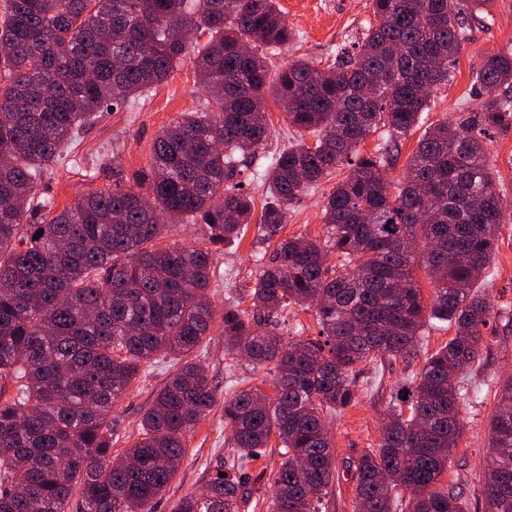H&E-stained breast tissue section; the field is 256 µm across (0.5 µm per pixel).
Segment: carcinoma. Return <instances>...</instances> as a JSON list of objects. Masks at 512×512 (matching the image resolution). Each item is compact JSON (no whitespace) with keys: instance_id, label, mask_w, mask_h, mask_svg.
I'll return each mask as SVG.
<instances>
[{"instance_id":"carcinoma-1","label":"carcinoma","mask_w":512,"mask_h":512,"mask_svg":"<svg viewBox=\"0 0 512 512\" xmlns=\"http://www.w3.org/2000/svg\"><path fill=\"white\" fill-rule=\"evenodd\" d=\"M375 22L333 63L269 55L296 39L278 0H6L0 25V512H154L179 471L186 436L217 402L198 352L210 335L213 249L251 223L253 197L234 182L260 161L259 221L273 238L288 207L335 169L325 238L282 240L256 261L251 307H224V353L273 373L224 397L236 455L175 512H240L249 471L271 438L282 461L267 512H319L335 458L330 415L356 402V366L406 359L433 322L455 329L401 383L377 448L356 461L355 512H466L441 485L463 434L461 405L480 398L451 379L480 360L504 205L485 141L512 129V51L486 58L477 103L429 126L394 181L400 144L448 84L469 20L492 0H369ZM252 50L245 51L246 44ZM213 110L163 128L134 186L81 196L49 216L44 172L108 107L165 82L188 53ZM301 131L265 154V100ZM385 128L375 152L361 151ZM314 138L308 144L306 135ZM199 224L214 248L160 247L171 224ZM422 254L430 303L413 276ZM337 262H330L331 257ZM316 311L319 337L290 341L269 318ZM176 364L140 420L139 440L112 457L109 415L146 363ZM483 512H512V376L494 392ZM225 476H220V473Z\"/></svg>"}]
</instances>
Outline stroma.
I'll list each match as a JSON object with an SVG mask.
<instances>
[{
    "label": "stroma",
    "instance_id": "obj_1",
    "mask_svg": "<svg viewBox=\"0 0 512 512\" xmlns=\"http://www.w3.org/2000/svg\"><path fill=\"white\" fill-rule=\"evenodd\" d=\"M290 26L297 34L295 42L281 48L272 58V69L284 67L288 60L304 56L327 60L343 48H351L374 17L369 0H279ZM512 50V0H493L488 21L471 22L448 84L431 97L426 123H434L473 106V75L484 57ZM207 94L199 85L191 59L168 80L141 98L129 102L117 112H105L96 119L76 144L46 173L40 187L54 200L55 211L73 206L82 195L112 189L111 162L124 170V187L134 184L137 172L147 169L152 146L159 131L181 113L205 109ZM489 161L502 189L509 211L497 231V249L491 262V274L484 286L497 318L487 338L479 363L465 374L470 384L484 388L481 399L463 404L464 432L452 457L443 483L460 488L467 512H483L482 490L486 476V458L490 441L492 388L512 374V131L493 135L487 143ZM328 177L318 187L290 205L281 237L298 234L322 236L321 203L335 186ZM274 242L265 240L257 224H249L239 243L215 252V275L208 298L216 311H223L227 299H240L253 284L255 258L272 254ZM454 335L447 327L428 328L415 356L364 362L354 374L357 403L344 413L329 416L327 427L335 444V477L326 512H354L355 464L360 455L376 448L384 423L391 392L417 372L428 353L444 345ZM209 379L220 394H231L238 382L270 390L271 375L246 362H230L224 355L220 328H213L201 357ZM175 366L164 360L144 367L133 380L112 412V453L121 455L139 438V422L150 407L155 393L172 375ZM281 445L271 442L263 459L265 472L251 482L241 512H266L265 500L271 494L269 475L279 468ZM224 428V405L216 403L210 414L186 438V455L173 481L168 485L155 512H173L179 498L204 491L220 461L232 459Z\"/></svg>",
    "mask_w": 512,
    "mask_h": 512
}]
</instances>
